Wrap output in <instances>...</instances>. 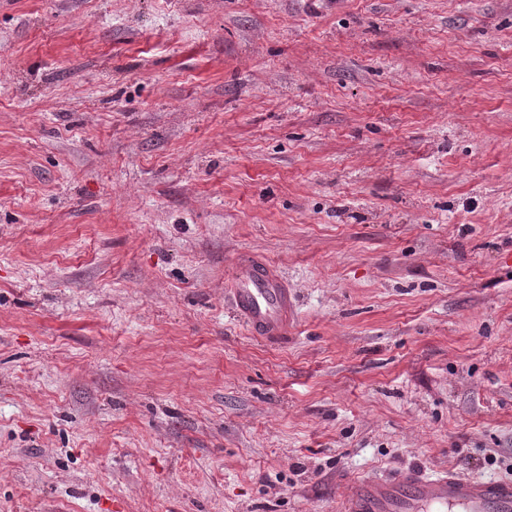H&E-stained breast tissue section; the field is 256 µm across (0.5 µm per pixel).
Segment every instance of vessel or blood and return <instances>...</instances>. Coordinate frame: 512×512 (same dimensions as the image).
Listing matches in <instances>:
<instances>
[{"label":"vessel or blood","instance_id":"b4317fda","mask_svg":"<svg viewBox=\"0 0 512 512\" xmlns=\"http://www.w3.org/2000/svg\"><path fill=\"white\" fill-rule=\"evenodd\" d=\"M228 286L233 313L251 335L278 339L288 334L296 303L270 264L239 254ZM341 512H512V479H466L451 469L432 474L406 469L389 478L355 482Z\"/></svg>","mask_w":512,"mask_h":512}]
</instances>
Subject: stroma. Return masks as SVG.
<instances>
[{
	"mask_svg": "<svg viewBox=\"0 0 512 512\" xmlns=\"http://www.w3.org/2000/svg\"><path fill=\"white\" fill-rule=\"evenodd\" d=\"M448 467L512 474V0H0V512ZM228 288L233 313L252 336L264 339L288 336L296 303L270 264L251 254H239L232 265Z\"/></svg>",
	"mask_w": 512,
	"mask_h": 512,
	"instance_id": "35a3bbf8",
	"label": "stroma"
}]
</instances>
